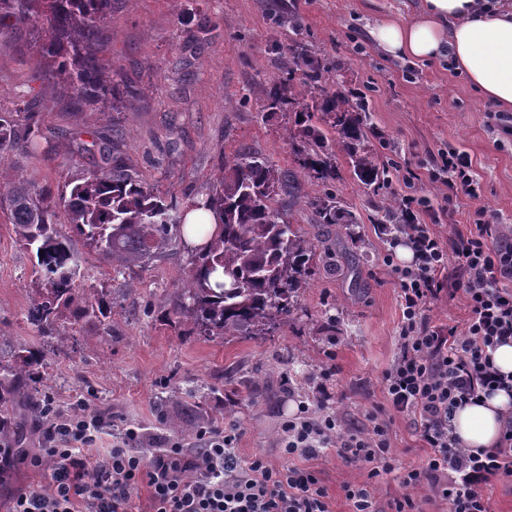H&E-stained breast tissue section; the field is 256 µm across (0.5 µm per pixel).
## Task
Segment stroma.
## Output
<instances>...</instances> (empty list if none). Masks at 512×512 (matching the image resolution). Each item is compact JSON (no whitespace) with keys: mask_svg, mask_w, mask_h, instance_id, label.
Here are the masks:
<instances>
[{"mask_svg":"<svg viewBox=\"0 0 512 512\" xmlns=\"http://www.w3.org/2000/svg\"><path fill=\"white\" fill-rule=\"evenodd\" d=\"M418 0H112L99 34L106 76L121 92L112 108L97 110L64 89L29 29L0 25V109L36 100L42 131L36 155L0 165V183L24 174L36 184L61 186L102 166L97 151L84 150L96 135H112L130 164L161 193L205 195L221 175L223 157L252 148L280 168L293 165L286 141L289 115L261 112L279 61L293 41L333 66L348 88L372 107L370 145L381 164L404 160L419 178L405 185L392 173L396 196L428 197L426 223L437 234L466 231L480 211L496 212L512 233V144L491 120V105L468 90L448 64L398 60L373 46L370 31L381 17L410 19ZM296 13L301 31L278 26ZM466 151L481 180L480 197L449 199L430 180L431 157L448 147ZM341 205L356 225L341 231L330 255L315 259L292 319L263 336H207L172 317L179 286L194 249L180 244L147 265L115 267L69 225L82 256L77 284L94 289L112 308L110 318L74 316L60 309L53 334L29 315L42 286L35 259L16 240L0 212V364L34 351L43 364L27 381L33 405L10 415L15 435L37 453L44 402L73 414L77 399L111 416L96 457L128 424L193 444L199 430L238 420L244 427L236 453L263 456L273 466L285 458L280 424L299 401L317 406L325 370H333L329 408L343 429L365 426L367 412L384 404L382 377L397 353L400 321L397 283L384 264L389 244L374 222L381 198L351 174L337 182ZM456 260H449L445 290L426 311L432 325L464 328L468 310ZM392 454L400 466L421 464L426 451L413 418L391 413ZM317 470L332 512H350L341 486L367 478L365 465H348L327 452L300 459ZM379 512L407 495L417 512H448L422 486L406 488L387 476L375 486Z\"/></svg>","mask_w":512,"mask_h":512,"instance_id":"obj_1","label":"stroma"}]
</instances>
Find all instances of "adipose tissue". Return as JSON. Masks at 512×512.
Here are the masks:
<instances>
[{
	"mask_svg": "<svg viewBox=\"0 0 512 512\" xmlns=\"http://www.w3.org/2000/svg\"><path fill=\"white\" fill-rule=\"evenodd\" d=\"M371 37L396 58L447 59L483 99L512 112V8L497 0H422L414 18L381 19ZM509 410L512 396L496 391L458 409L453 431L465 448L492 447L502 433L498 415Z\"/></svg>",
	"mask_w": 512,
	"mask_h": 512,
	"instance_id": "adipose-tissue-1",
	"label": "adipose tissue"
}]
</instances>
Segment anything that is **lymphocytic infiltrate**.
Returning a JSON list of instances; mask_svg holds the SVG:
<instances>
[{"label":"lymphocytic infiltrate","instance_id":"lymphocytic-infiltrate-1","mask_svg":"<svg viewBox=\"0 0 512 512\" xmlns=\"http://www.w3.org/2000/svg\"><path fill=\"white\" fill-rule=\"evenodd\" d=\"M429 176L449 196L480 194L469 156L456 149L440 152ZM402 206L407 222L391 242L405 244L412 260L402 266L393 255L384 257L397 281L402 312L398 353L382 378L387 406L368 415L366 430L341 431L335 413H315L302 402L281 423L287 461L278 467L260 456L239 460L235 445L242 427L236 421L200 430L191 448L155 437L145 455L139 452L145 434L131 427L119 444L91 459L85 450L104 430L103 415L84 403L66 416L52 415L46 406V446L38 455L0 443V487L31 457L50 472L51 489L17 493L9 512H132L143 485L150 490L152 512H330L318 472L292 462L294 456L312 459L329 448L344 463L370 466L365 482L342 487L351 512H378L374 485L391 474L403 486L428 487L446 501L448 512H489L483 485L494 478L512 483V414L495 446L474 452L457 441L452 417L481 396L512 392V377L493 362L495 348L512 343V238L499 236L497 213L485 210L468 232L444 241L421 221L431 210L429 198L407 195ZM452 255L463 272L468 308L461 331L433 326L425 315L444 290ZM390 410L412 415L427 450L421 465H397L385 418Z\"/></svg>","mask_w":512,"mask_h":512}]
</instances>
